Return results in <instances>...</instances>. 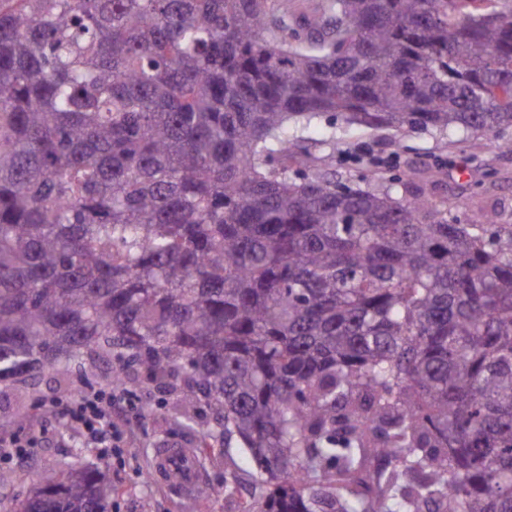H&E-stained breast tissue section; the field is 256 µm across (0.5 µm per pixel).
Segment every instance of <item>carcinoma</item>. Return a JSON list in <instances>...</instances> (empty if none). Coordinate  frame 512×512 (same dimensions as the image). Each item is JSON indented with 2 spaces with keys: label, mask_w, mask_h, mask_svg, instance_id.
Masks as SVG:
<instances>
[{
  "label": "carcinoma",
  "mask_w": 512,
  "mask_h": 512,
  "mask_svg": "<svg viewBox=\"0 0 512 512\" xmlns=\"http://www.w3.org/2000/svg\"><path fill=\"white\" fill-rule=\"evenodd\" d=\"M324 118L512 151V0H0V382L177 381L241 512H512V224L290 176Z\"/></svg>",
  "instance_id": "carcinoma-1"
}]
</instances>
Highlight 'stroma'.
Wrapping results in <instances>:
<instances>
[{
    "instance_id": "stroma-1",
    "label": "stroma",
    "mask_w": 512,
    "mask_h": 512,
    "mask_svg": "<svg viewBox=\"0 0 512 512\" xmlns=\"http://www.w3.org/2000/svg\"><path fill=\"white\" fill-rule=\"evenodd\" d=\"M331 127L313 126L290 171L320 170L353 187L379 185L381 177L396 176L406 189L447 202L461 223L477 224L483 213L499 212L503 223L512 224V152L489 149L473 138L456 140L436 132L406 137L383 130L351 128L336 149H329ZM111 368L105 364L75 365L64 371L37 370L19 382L0 386V420L25 414L27 429H49L50 434L24 463L5 467L13 482L0 487V512H13L17 497L26 495L38 474L62 472L82 458L97 467L112 483L111 512H240L245 498L265 495L254 465L243 449H223L200 470V482L218 491L212 500L184 492L180 484L156 473L157 453L163 448H198L202 430H217L214 418L199 406L184 402L178 393L166 391L145 376H137L129 389L135 406L118 418L128 438L121 454L97 448H81L79 441L61 433L57 414L47 406L86 385L105 386Z\"/></svg>"
}]
</instances>
